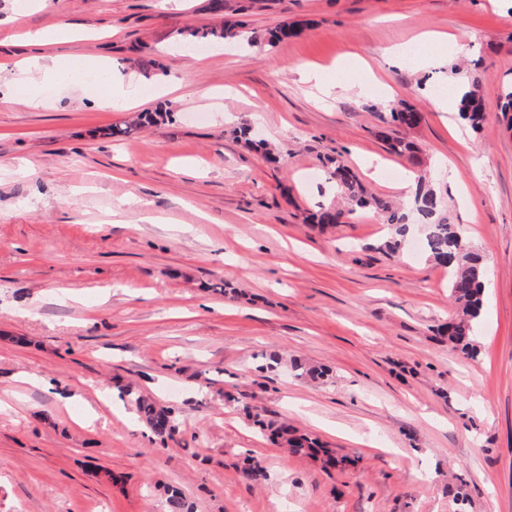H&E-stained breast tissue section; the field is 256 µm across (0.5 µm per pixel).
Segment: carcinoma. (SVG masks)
Segmentation results:
<instances>
[{
  "label": "carcinoma",
  "mask_w": 512,
  "mask_h": 512,
  "mask_svg": "<svg viewBox=\"0 0 512 512\" xmlns=\"http://www.w3.org/2000/svg\"><path fill=\"white\" fill-rule=\"evenodd\" d=\"M240 29L239 22L226 18L220 23L189 29L187 35L196 39L226 41L237 37ZM301 32L300 25L287 24L270 31L266 43L275 47ZM483 112V96L478 81L474 79L463 89L458 115L477 131L481 127ZM420 120V112L413 106L402 103L390 108V120L378 132V137L387 145L390 153L408 157L416 167L423 166L424 162L417 155L415 144L408 140V132L417 127ZM323 165L340 203L309 214L306 221L318 228H324L345 224L359 211H372L392 231V236L383 242L382 248L393 256L403 251L413 232H422L424 248L429 257L448 269V291L456 308L455 315L438 328V334L464 357H477L475 337L483 309L487 262L483 254L463 240L457 225L448 221L444 198L429 178L425 175L419 176L411 199L404 205H397L368 191L340 157H327ZM291 368L297 377L311 381H325L332 377V370L324 366L293 361ZM118 395L135 405L139 420L160 442L173 438L178 432V410L175 406L161 405L130 385L118 388ZM249 417L272 441L287 448L290 453L317 457L327 472L355 463V460L345 454L322 447L318 439L299 431L286 421L271 419L259 411L249 414ZM239 475L243 481L251 484H261L267 480V472L262 462L253 458L245 460L239 469ZM163 493L166 512H192V507L181 489L166 486Z\"/></svg>",
  "instance_id": "carcinoma-1"
}]
</instances>
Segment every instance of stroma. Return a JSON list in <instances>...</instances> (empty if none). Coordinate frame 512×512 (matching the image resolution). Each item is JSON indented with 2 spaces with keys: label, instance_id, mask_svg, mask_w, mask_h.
I'll list each match as a JSON object with an SVG mask.
<instances>
[{
  "label": "stroma",
  "instance_id": "stroma-1",
  "mask_svg": "<svg viewBox=\"0 0 512 512\" xmlns=\"http://www.w3.org/2000/svg\"><path fill=\"white\" fill-rule=\"evenodd\" d=\"M210 3L0 0V512H164L163 483L196 512H457L456 473L468 512H512V0H224L247 36L306 27L273 49L184 48L181 30L219 22ZM61 25L74 38L55 53L121 76L114 108L91 106L97 85L18 69L26 33ZM424 32L469 44L480 130L436 110L447 66L388 55ZM354 53L366 69L328 93L294 70ZM131 98L172 120L112 138ZM388 101L420 112L411 137L448 219L488 262L476 359L437 334L447 271L380 251L374 212L303 222L333 199L326 155L399 199L411 164L376 135ZM244 124L273 158L236 138ZM292 358L333 377L297 378ZM126 384L181 408L167 444L119 399ZM250 406L357 466L278 448ZM248 457L267 481H242Z\"/></svg>",
  "mask_w": 512,
  "mask_h": 512
}]
</instances>
